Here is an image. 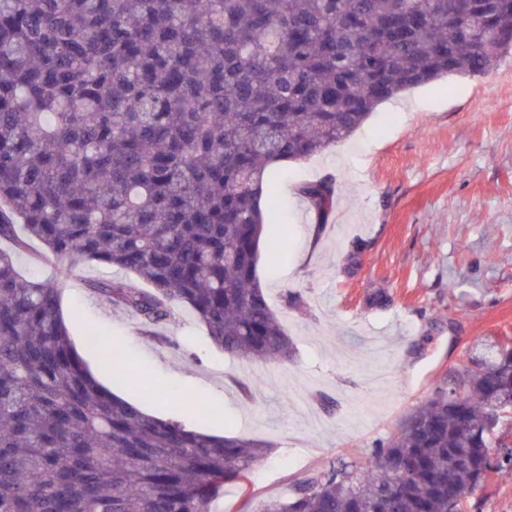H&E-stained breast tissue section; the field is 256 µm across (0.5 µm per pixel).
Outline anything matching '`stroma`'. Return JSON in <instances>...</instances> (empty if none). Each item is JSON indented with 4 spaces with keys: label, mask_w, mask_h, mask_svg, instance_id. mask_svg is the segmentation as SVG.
<instances>
[{
    "label": "stroma",
    "mask_w": 512,
    "mask_h": 512,
    "mask_svg": "<svg viewBox=\"0 0 512 512\" xmlns=\"http://www.w3.org/2000/svg\"><path fill=\"white\" fill-rule=\"evenodd\" d=\"M332 178L336 205L317 221L300 196ZM275 222L288 251L260 250L257 275L291 338V361H249L218 350L181 309L162 344L137 320L92 299L74 269L65 311L78 312L73 342L95 328L133 368L194 403L167 418L275 443L252 469L250 490L226 487L214 512H256L287 496L292 480L331 464L363 462L412 407L447 386L468 353L491 339L512 342V52L481 77L449 76L379 105L348 139L272 174ZM301 292L304 312L284 309ZM306 452L305 464L290 449ZM462 512H512V469L491 474Z\"/></svg>",
    "instance_id": "35a3bbf8"
}]
</instances>
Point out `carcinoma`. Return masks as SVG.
<instances>
[{"mask_svg":"<svg viewBox=\"0 0 512 512\" xmlns=\"http://www.w3.org/2000/svg\"><path fill=\"white\" fill-rule=\"evenodd\" d=\"M512 0H0V512H212L272 445L146 415L102 386L61 298L87 281L161 343L185 307L224 354L287 361L256 276L270 168L349 138L382 103L487 74ZM301 196L323 219L325 179ZM53 261L35 281L17 268ZM365 464L312 470L258 512H461L512 412L486 344Z\"/></svg>","mask_w":512,"mask_h":512,"instance_id":"1","label":"carcinoma"}]
</instances>
